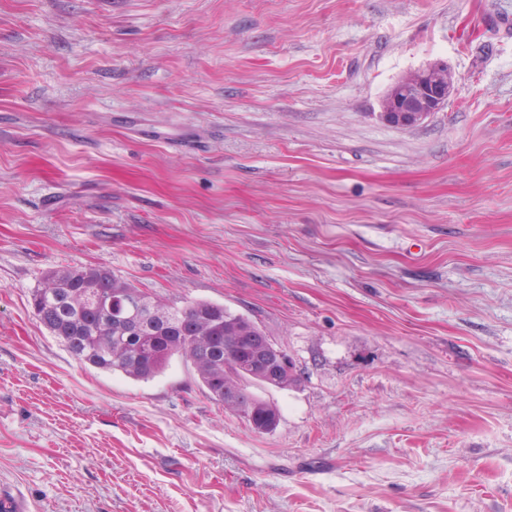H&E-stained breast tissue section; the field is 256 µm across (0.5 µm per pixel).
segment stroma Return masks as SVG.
Instances as JSON below:
<instances>
[{
  "label": "stroma",
  "mask_w": 512,
  "mask_h": 512,
  "mask_svg": "<svg viewBox=\"0 0 512 512\" xmlns=\"http://www.w3.org/2000/svg\"><path fill=\"white\" fill-rule=\"evenodd\" d=\"M436 61L448 104L387 90ZM256 322L270 433L79 363L48 272ZM0 490L34 512H512V0H0ZM451 90L447 64L435 62L417 71L411 84L393 87L390 103L383 102L381 117L393 126L418 125L448 104Z\"/></svg>",
  "instance_id": "stroma-1"
}]
</instances>
